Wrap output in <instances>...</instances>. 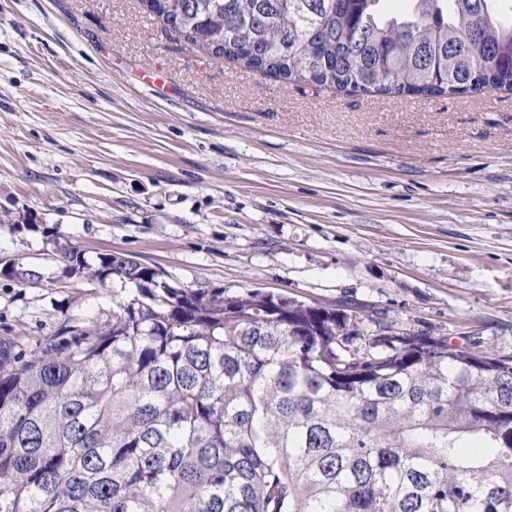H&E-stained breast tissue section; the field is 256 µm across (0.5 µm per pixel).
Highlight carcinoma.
Listing matches in <instances>:
<instances>
[{
	"label": "carcinoma",
	"instance_id": "cac0c4a2",
	"mask_svg": "<svg viewBox=\"0 0 512 512\" xmlns=\"http://www.w3.org/2000/svg\"><path fill=\"white\" fill-rule=\"evenodd\" d=\"M511 1L140 0L197 52L422 97L512 90ZM58 260L112 284V319L0 353V512H512V357L127 253Z\"/></svg>",
	"mask_w": 512,
	"mask_h": 512
}]
</instances>
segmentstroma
I'll use <instances>...</instances> for the list:
<instances>
[{"instance_id": "stroma-1", "label": "stroma", "mask_w": 512, "mask_h": 512, "mask_svg": "<svg viewBox=\"0 0 512 512\" xmlns=\"http://www.w3.org/2000/svg\"><path fill=\"white\" fill-rule=\"evenodd\" d=\"M349 303L512 356V91L370 96L191 50L139 0H0V350L105 321L68 274Z\"/></svg>"}]
</instances>
